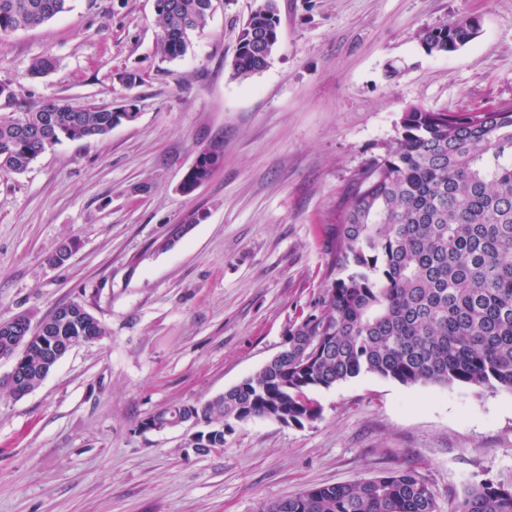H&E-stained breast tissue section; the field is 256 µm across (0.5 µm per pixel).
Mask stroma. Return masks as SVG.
Returning a JSON list of instances; mask_svg holds the SVG:
<instances>
[{
	"label": "stroma",
	"instance_id": "35a3bbf8",
	"mask_svg": "<svg viewBox=\"0 0 512 512\" xmlns=\"http://www.w3.org/2000/svg\"><path fill=\"white\" fill-rule=\"evenodd\" d=\"M256 4L214 0L176 60L157 51L155 0H70L0 46V82L27 104L131 101L138 112L0 177V318L77 302L107 329L29 395L0 387V512H259L395 469L417 471L439 512H454L471 480L512 486L502 389L363 374L313 390L317 420L239 423L208 455L187 428L140 430L280 351L328 286L321 224L396 142L408 108L512 101V0H278V51L239 79L230 61ZM464 17L480 23L472 41L423 50L424 29ZM41 55L55 68L32 76ZM128 70L142 83H123ZM203 148L222 161L183 193ZM178 224L186 231L171 239ZM65 246L70 259L51 263Z\"/></svg>",
	"mask_w": 512,
	"mask_h": 512
}]
</instances>
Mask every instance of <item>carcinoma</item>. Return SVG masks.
<instances>
[{
    "mask_svg": "<svg viewBox=\"0 0 512 512\" xmlns=\"http://www.w3.org/2000/svg\"><path fill=\"white\" fill-rule=\"evenodd\" d=\"M69 0H0V44L47 23ZM211 0H158L157 46L184 56L204 28ZM276 0H260L243 25L233 76L266 69L279 45ZM474 20L426 29L429 53L474 39ZM0 176L22 173L62 140L105 136L136 119V105L114 108L50 100L36 110L0 82ZM395 145L370 159L321 225L330 287L314 311L288 329V349L224 393L193 405L224 447L234 423L266 418L286 425L318 419L310 393L371 374L406 386H483L512 392V102L496 112L449 113L412 107ZM215 164L203 161L182 183L190 193ZM52 336L106 335L88 310L78 320L51 312ZM25 362L31 387L44 379L43 352ZM261 512H438L417 472L400 469L310 488ZM455 512H512V487L469 482Z\"/></svg>",
    "mask_w": 512,
    "mask_h": 512,
    "instance_id": "cac0c4a2",
    "label": "carcinoma"
}]
</instances>
